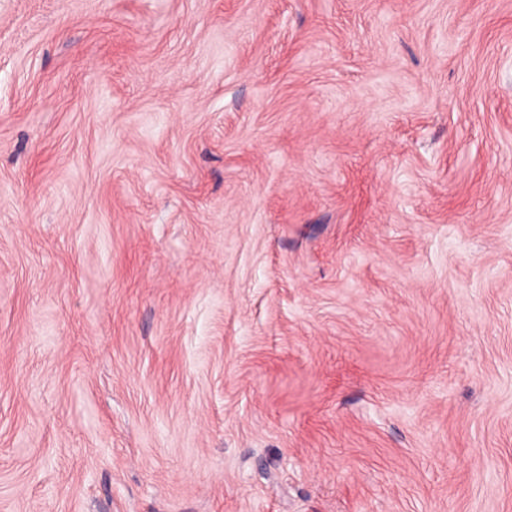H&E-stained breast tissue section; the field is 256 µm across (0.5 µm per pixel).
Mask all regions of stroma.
<instances>
[{
	"label": "stroma",
	"mask_w": 512,
	"mask_h": 512,
	"mask_svg": "<svg viewBox=\"0 0 512 512\" xmlns=\"http://www.w3.org/2000/svg\"><path fill=\"white\" fill-rule=\"evenodd\" d=\"M0 512H512V0H0Z\"/></svg>",
	"instance_id": "stroma-1"
}]
</instances>
